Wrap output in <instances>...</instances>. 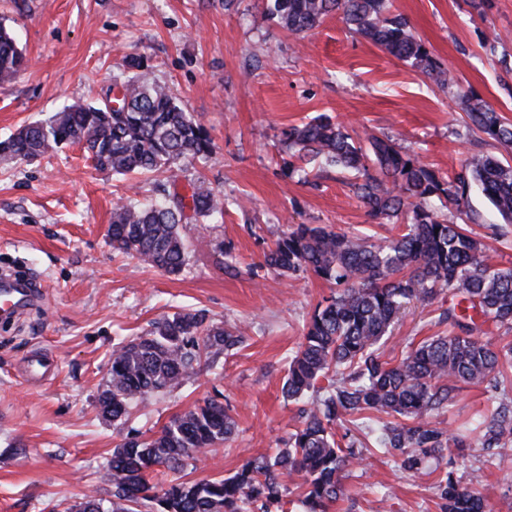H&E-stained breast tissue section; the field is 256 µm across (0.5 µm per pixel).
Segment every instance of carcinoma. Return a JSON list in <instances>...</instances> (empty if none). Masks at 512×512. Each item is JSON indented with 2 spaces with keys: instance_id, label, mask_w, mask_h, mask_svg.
I'll use <instances>...</instances> for the list:
<instances>
[{
  "instance_id": "cac0c4a2",
  "label": "carcinoma",
  "mask_w": 512,
  "mask_h": 512,
  "mask_svg": "<svg viewBox=\"0 0 512 512\" xmlns=\"http://www.w3.org/2000/svg\"><path fill=\"white\" fill-rule=\"evenodd\" d=\"M269 14L290 34L303 36L332 13L348 28L434 82L448 85L439 66L407 20L389 15L388 0H269ZM27 65L14 35L0 24V88ZM129 75L114 83L116 95L100 102L70 104L45 121L21 127L0 140V160L32 161L53 147L79 144L96 167L129 172L174 171L186 160H206L214 151L207 129L185 111L170 88L150 76L143 56L125 59ZM469 123L507 149L512 123L481 99L460 97ZM282 168L307 180L315 166L356 174L355 196L370 216L396 218L400 233L373 241L360 233H337L299 224L264 254V264L281 274L311 272L336 287L315 307L303 341L291 357L284 393L308 399L302 424L287 447L270 458L247 461L230 477L171 482L159 491L150 482L158 467L181 469L200 451L223 445L236 432L234 417L215 399L174 415L148 438L131 437L112 450L107 476L112 500L86 495L63 512H135L148 502L152 512H288L282 476L302 479L306 512H329L344 495L343 478L357 459L351 428L365 432L362 448H382L402 469L420 474L429 458L448 448H468L467 435L430 420L448 407L460 385L487 383L502 402L477 415L471 431L483 448L512 445V344L500 348L474 335L476 318L512 325V267L492 263L485 244L462 224L440 218L434 201L463 211L474 188L512 224V164L495 157L467 161L442 179L417 155L387 135L349 131L324 115L280 131ZM156 188L146 204H119L112 212V249L168 274L186 265L180 226L192 218L221 224L224 195L188 182ZM449 294L457 302L443 311L456 334L431 336L410 346L393 364L379 353L405 305ZM202 312H177L112 352L109 379L99 395L102 414L117 422L132 405L180 385L200 365L243 343L236 327L205 326ZM327 381L320 386L318 382ZM462 487L451 473L436 484L443 512H491L481 475Z\"/></svg>"
}]
</instances>
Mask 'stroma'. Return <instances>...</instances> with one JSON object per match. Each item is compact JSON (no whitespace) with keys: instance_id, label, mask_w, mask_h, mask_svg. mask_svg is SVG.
<instances>
[{"instance_id":"1","label":"stroma","mask_w":512,"mask_h":512,"mask_svg":"<svg viewBox=\"0 0 512 512\" xmlns=\"http://www.w3.org/2000/svg\"><path fill=\"white\" fill-rule=\"evenodd\" d=\"M412 33L455 78L435 83L419 69L348 29L339 15L302 37L265 11L264 0H0V22L16 34L29 67L0 88V139L65 105L98 102L128 55H143L188 112L209 131L214 153L188 165L179 186L203 177L230 205L220 224L189 222V252L177 276L113 251L112 209L150 199L164 173L115 175L95 168L77 145L29 163H0V272L35 282L42 298L16 320L0 319V512H54L87 494L108 497L113 448L158 432L194 403L214 398L236 433L199 460L188 479L229 477L246 461L274 454L301 424L302 402L282 392L289 357L330 287L311 274L274 273L264 254L289 226L322 224L392 238L395 224L371 219L335 170L317 185L284 176L277 135L326 114L348 128L393 136L448 178L466 160L512 150L468 133L457 97L487 102L512 121V0H389ZM470 230L499 267H512V224L470 192ZM231 248L232 270L219 265ZM440 295L407 305L381 348L399 360L411 339L449 332ZM204 311L238 325L246 340L216 367L135 405L121 422L97 406L112 350L178 311ZM48 354L53 369L31 379L26 364ZM485 384L464 385L434 422L455 429L497 405ZM344 481L331 512H441L435 484L446 470L467 483L482 468L492 512H512V466L489 465L480 447L448 450L414 475L376 448Z\"/></svg>"}]
</instances>
